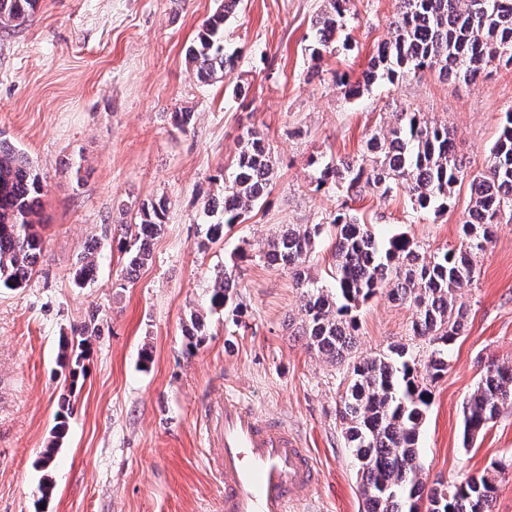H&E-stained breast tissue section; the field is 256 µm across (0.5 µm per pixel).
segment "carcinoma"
I'll return each instance as SVG.
<instances>
[{"label":"carcinoma","mask_w":512,"mask_h":512,"mask_svg":"<svg viewBox=\"0 0 512 512\" xmlns=\"http://www.w3.org/2000/svg\"><path fill=\"white\" fill-rule=\"evenodd\" d=\"M38 0H0V26L19 25L35 11ZM240 0L224 3L201 26L187 59L207 82L231 69L236 53L224 48V22ZM350 0H329L330 9L313 26L312 53L333 52L347 27ZM394 36L373 56L362 80L342 83L344 94L356 98L379 80L394 83L410 73L435 71L466 85L476 81L491 62L512 66V0H400ZM368 158L362 164L338 160L321 168L318 182L343 196L365 190L388 195L400 188L412 208L438 214L452 204L454 188L469 180L471 208L462 225L465 248L425 256L420 245L399 234L383 245L373 225L349 211L331 221L335 230L334 290L317 284L309 263L321 224H290L266 242L262 256L289 271L303 288L304 330L309 346L345 369L346 386L337 417L348 447L357 459L365 512H492L494 472L468 475L459 481L427 487L418 462L419 429L437 383L448 371V348L465 321L458 292L471 284L478 258L486 255L493 229L512 214V108L504 112L498 136L489 150L486 170L470 174L458 157L448 126L431 122L417 112H399L387 132L377 131L367 141ZM274 175L271 148L262 135L247 130L241 139L222 208L210 205L206 237L214 242L224 226L241 224L255 209ZM44 187L27 157L0 141V288L17 289L28 281L42 253L36 230ZM163 203L139 209L131 241H118L127 254V275L137 272L151 257V245L164 224ZM98 252L87 250L74 274L81 287L97 266ZM235 275L229 270L216 278L210 311L232 308ZM387 291L388 297L413 309L412 335L428 353H413L394 344L385 353L350 360L358 329L355 311ZM92 324L83 325L59 346L60 367L71 381L80 374ZM512 405V364L487 367L466 403L463 443L481 434Z\"/></svg>","instance_id":"obj_1"}]
</instances>
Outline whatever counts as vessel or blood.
Returning <instances> with one entry per match:
<instances>
[{
  "instance_id": "vessel-or-blood-1",
  "label": "vessel or blood",
  "mask_w": 512,
  "mask_h": 512,
  "mask_svg": "<svg viewBox=\"0 0 512 512\" xmlns=\"http://www.w3.org/2000/svg\"><path fill=\"white\" fill-rule=\"evenodd\" d=\"M219 416L224 512H293L319 480L301 439L229 395Z\"/></svg>"
}]
</instances>
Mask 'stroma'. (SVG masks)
Masks as SVG:
<instances>
[{
    "label": "stroma",
    "mask_w": 512,
    "mask_h": 512,
    "mask_svg": "<svg viewBox=\"0 0 512 512\" xmlns=\"http://www.w3.org/2000/svg\"><path fill=\"white\" fill-rule=\"evenodd\" d=\"M221 0H39L27 22L0 27V140L27 155L44 184L43 252L24 287L0 289V512H222L209 414L230 392L287 421L320 479L299 512H361L356 463L336 419L342 369L301 336V290L261 256L291 224L329 223L342 203L317 187L321 165L361 161L373 130L397 112L448 125L469 172L484 170L512 69L490 63L465 86L425 71L347 98L337 75L360 79L393 36L399 0H352L346 45L314 59L313 26L328 0H241L224 24L233 70L209 83L185 58ZM194 124L174 126L173 112ZM258 129L275 176L244 223L206 243L204 207L222 197L238 138ZM439 214L413 210L405 191H368L348 205L380 241L404 234L433 254L463 247L469 189ZM163 201L152 259L134 278L117 248L141 204ZM98 266L76 287L89 246ZM234 268L241 316L210 311L218 272ZM465 327L420 428L427 485L496 469L493 512H512V405L472 446L464 406L487 366L512 363V219L496 225L474 284L460 297ZM204 316L203 341L184 334ZM413 310L377 294L357 311L355 355L404 343L422 352ZM99 332L69 384L61 337L89 320ZM68 430L54 440L62 400ZM57 442L51 472L38 459ZM54 491L43 498L44 475Z\"/></svg>",
    "instance_id": "obj_1"
}]
</instances>
